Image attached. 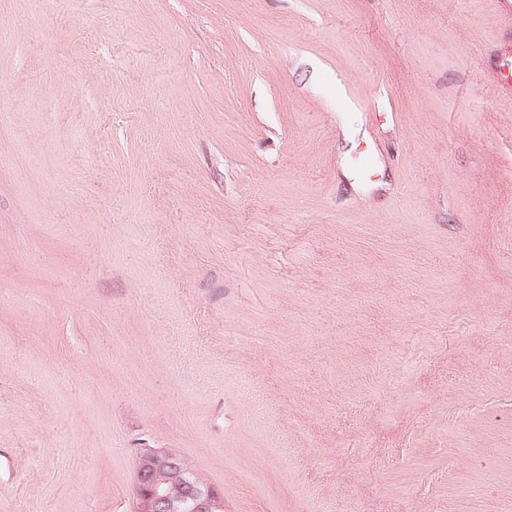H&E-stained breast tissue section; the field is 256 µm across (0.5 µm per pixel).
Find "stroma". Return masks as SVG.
<instances>
[{
    "instance_id": "35a3bbf8",
    "label": "stroma",
    "mask_w": 512,
    "mask_h": 512,
    "mask_svg": "<svg viewBox=\"0 0 512 512\" xmlns=\"http://www.w3.org/2000/svg\"><path fill=\"white\" fill-rule=\"evenodd\" d=\"M512 0H0V512H512ZM159 482L169 483L170 489L159 491ZM182 491L191 500L193 512H224L223 495L210 484L201 483L184 459L169 453L138 456L134 486L136 512H180L178 502Z\"/></svg>"
}]
</instances>
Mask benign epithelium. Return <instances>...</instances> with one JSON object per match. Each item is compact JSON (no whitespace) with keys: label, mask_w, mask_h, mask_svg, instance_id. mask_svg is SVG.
Wrapping results in <instances>:
<instances>
[{"label":"benign epithelium","mask_w":512,"mask_h":512,"mask_svg":"<svg viewBox=\"0 0 512 512\" xmlns=\"http://www.w3.org/2000/svg\"><path fill=\"white\" fill-rule=\"evenodd\" d=\"M192 502V512H221L224 497L202 483L184 459L177 455L141 454L136 462L135 512H180V492Z\"/></svg>","instance_id":"1"}]
</instances>
